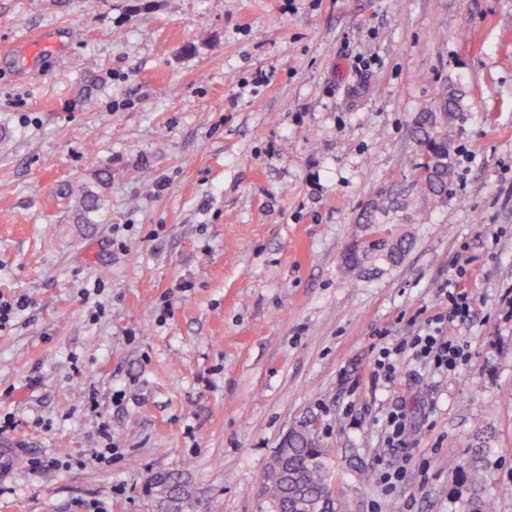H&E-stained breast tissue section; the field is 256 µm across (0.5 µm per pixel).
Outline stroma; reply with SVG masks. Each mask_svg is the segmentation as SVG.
<instances>
[{
    "label": "stroma",
    "mask_w": 512,
    "mask_h": 512,
    "mask_svg": "<svg viewBox=\"0 0 512 512\" xmlns=\"http://www.w3.org/2000/svg\"><path fill=\"white\" fill-rule=\"evenodd\" d=\"M451 92L447 196L359 223L413 180V118ZM99 169L105 218L74 223L58 189ZM401 237L398 261L345 262ZM451 279L470 359L405 353L375 384ZM22 296L0 418L59 465H20L0 512H161L160 474L198 512H269L295 430L347 512H512V0H0V297ZM406 194L404 187L392 185L381 192L362 213L364 224H376L378 215L390 210L403 209L406 205Z\"/></svg>",
    "instance_id": "35a3bbf8"
}]
</instances>
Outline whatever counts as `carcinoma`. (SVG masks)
Masks as SVG:
<instances>
[{"mask_svg": "<svg viewBox=\"0 0 512 512\" xmlns=\"http://www.w3.org/2000/svg\"><path fill=\"white\" fill-rule=\"evenodd\" d=\"M458 109L457 100L448 97L439 111L419 113L413 122L412 135L420 146V158L415 163L414 186L426 198H442L448 193L450 164L448 163V121ZM103 174L95 175V185L61 188L62 197L75 204L77 223L96 224L105 207L98 187L106 184ZM404 187L393 185L380 193L362 213L363 223L374 224L378 215L405 207ZM286 473L274 469L265 472L263 493L269 499L271 512H305L300 503H316L320 500L334 502L333 512H343V506L333 494L331 471L325 451L316 447L301 432L288 435Z\"/></svg>", "mask_w": 512, "mask_h": 512, "instance_id": "obj_1", "label": "carcinoma"}]
</instances>
